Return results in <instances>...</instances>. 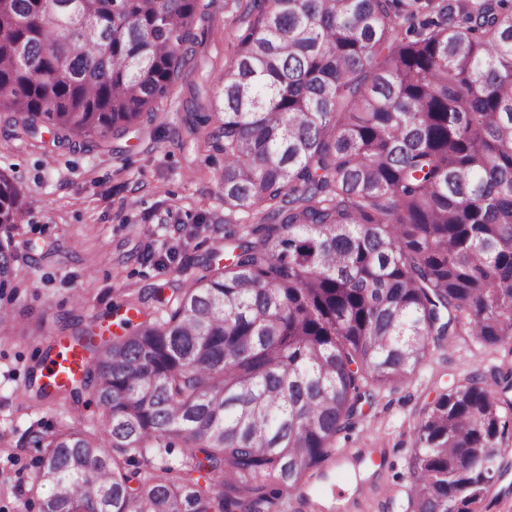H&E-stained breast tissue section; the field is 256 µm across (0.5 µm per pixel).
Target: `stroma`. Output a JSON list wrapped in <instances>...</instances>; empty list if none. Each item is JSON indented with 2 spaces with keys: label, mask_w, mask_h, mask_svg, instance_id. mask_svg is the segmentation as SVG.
Here are the masks:
<instances>
[{
  "label": "stroma",
  "mask_w": 512,
  "mask_h": 512,
  "mask_svg": "<svg viewBox=\"0 0 512 512\" xmlns=\"http://www.w3.org/2000/svg\"><path fill=\"white\" fill-rule=\"evenodd\" d=\"M198 42L169 94L136 128L113 131L97 147L48 133H26L23 116L0 112V172L21 188L13 240L19 255L17 321L53 337L76 321L115 328L117 311L188 287L197 267L224 245V154L213 148L224 68L247 31L252 0H203ZM478 337H457L384 389L336 441L318 467L307 499L289 512H402L420 411L440 392L479 372L496 377L511 357ZM38 345L0 336V512H16L17 494L40 449L31 426L55 424L63 405L34 409L25 400L27 368ZM382 483L387 495L361 497Z\"/></svg>",
  "instance_id": "obj_1"
}]
</instances>
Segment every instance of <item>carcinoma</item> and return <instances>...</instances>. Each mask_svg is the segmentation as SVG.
<instances>
[{"instance_id": "cac0c4a2", "label": "carcinoma", "mask_w": 512, "mask_h": 512, "mask_svg": "<svg viewBox=\"0 0 512 512\" xmlns=\"http://www.w3.org/2000/svg\"><path fill=\"white\" fill-rule=\"evenodd\" d=\"M200 0H0V112L94 146L169 93ZM224 236L160 314L70 336L32 407L19 512H288L354 426L461 331L512 353V0H254L224 69ZM17 186L0 174V326H18ZM512 404L473 373L415 427L410 512H482ZM181 444L182 455L171 457ZM50 493L41 496L44 488ZM81 365L82 356L80 352L70 345L61 343L53 362L47 367V379L56 383L65 382L70 374L79 370Z\"/></svg>"}]
</instances>
